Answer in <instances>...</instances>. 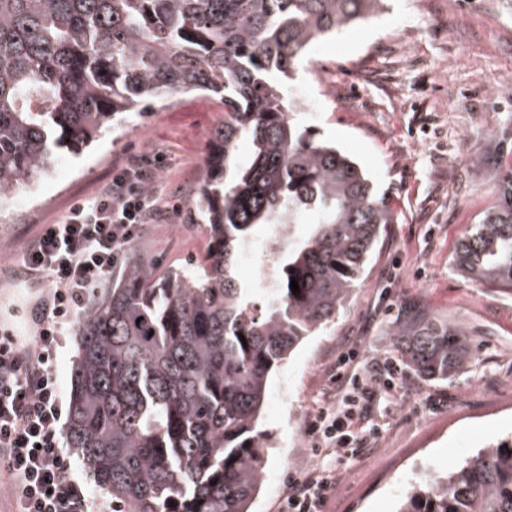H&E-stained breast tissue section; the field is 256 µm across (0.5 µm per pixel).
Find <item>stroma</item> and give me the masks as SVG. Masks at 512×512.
I'll list each match as a JSON object with an SVG mask.
<instances>
[{
    "label": "stroma",
    "mask_w": 512,
    "mask_h": 512,
    "mask_svg": "<svg viewBox=\"0 0 512 512\" xmlns=\"http://www.w3.org/2000/svg\"><path fill=\"white\" fill-rule=\"evenodd\" d=\"M509 79L505 0H386L378 16L324 38L295 67L286 86L303 104L297 121L357 159L397 221L335 322L272 374L263 428L274 450L254 512H278L289 481L320 464L306 422L352 349L365 365L395 360L400 383L365 423L378 436L359 455L337 458L325 512H394L413 485L512 433V295L471 285L451 263L495 198L496 172L512 165ZM223 124L219 95L190 92L117 114L113 132L82 151L61 150L36 199L0 212V320L19 322L32 295L15 268L41 225L61 223L75 199L97 195L133 161L155 168L166 212L135 245L166 269L202 259L208 232L193 221L192 197ZM420 314L466 328L477 361L445 380L415 372L386 329Z\"/></svg>",
    "instance_id": "35a3bbf8"
}]
</instances>
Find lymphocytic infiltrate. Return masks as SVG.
<instances>
[{"label": "lymphocytic infiltrate", "mask_w": 512, "mask_h": 512, "mask_svg": "<svg viewBox=\"0 0 512 512\" xmlns=\"http://www.w3.org/2000/svg\"><path fill=\"white\" fill-rule=\"evenodd\" d=\"M151 169L131 162L97 197L75 204L65 221L47 224L24 250L20 278L34 287L21 309L28 336L0 326V463L13 484L18 512H104L66 451L67 406L57 356L76 314L94 288L109 277L122 248L162 211L143 187ZM399 366L371 364L361 376L356 352L337 365L336 393L311 414L306 433L315 454L359 453L367 439L361 425L380 392L396 388ZM338 483L335 468L320 466L289 482L279 512H323Z\"/></svg>", "instance_id": "1"}]
</instances>
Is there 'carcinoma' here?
Returning a JSON list of instances; mask_svg holds the SVG:
<instances>
[{"mask_svg":"<svg viewBox=\"0 0 512 512\" xmlns=\"http://www.w3.org/2000/svg\"><path fill=\"white\" fill-rule=\"evenodd\" d=\"M383 0H0V202L112 116L182 91L224 94V128L193 203L205 260L159 269L130 246L80 314L67 447L112 512H252L270 436L272 372L336 318L397 217L363 168L292 118L280 79L313 42ZM252 147L238 160L240 142ZM460 239L467 281L512 294V166ZM309 224L274 261L265 311L236 276L262 226ZM296 279L299 291L290 288ZM388 340L421 376L476 359L455 323L398 325ZM396 512H512V435L405 493Z\"/></svg>","mask_w":512,"mask_h":512,"instance_id":"1","label":"carcinoma"}]
</instances>
